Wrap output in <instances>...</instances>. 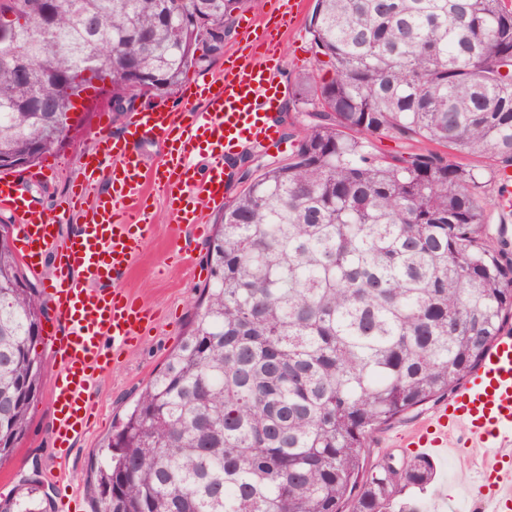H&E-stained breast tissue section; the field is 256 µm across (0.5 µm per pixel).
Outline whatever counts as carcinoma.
<instances>
[{
	"label": "carcinoma",
	"mask_w": 512,
	"mask_h": 512,
	"mask_svg": "<svg viewBox=\"0 0 512 512\" xmlns=\"http://www.w3.org/2000/svg\"><path fill=\"white\" fill-rule=\"evenodd\" d=\"M249 2L0 0V156L59 150L56 106L90 89L114 112L169 96ZM49 5L55 28L34 39ZM308 33L288 161L251 157L261 174L224 205L187 336L100 448L93 512H385L433 465L363 470L374 434L512 331V251L489 235L482 173L453 160L496 166L512 205V0H315ZM31 284L1 224L0 462L47 375ZM40 492L33 479L0 512H44Z\"/></svg>",
	"instance_id": "obj_1"
}]
</instances>
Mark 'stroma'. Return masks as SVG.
I'll return each mask as SVG.
<instances>
[{
  "label": "stroma",
  "mask_w": 512,
  "mask_h": 512,
  "mask_svg": "<svg viewBox=\"0 0 512 512\" xmlns=\"http://www.w3.org/2000/svg\"><path fill=\"white\" fill-rule=\"evenodd\" d=\"M313 5L314 0H303L299 23L289 27L280 43L284 76L291 85L311 69L314 52L308 22ZM275 6V0H253L252 4L235 11L222 53L212 61L191 67L182 79L183 84H190L198 74H217L224 70L226 62L239 56L245 46L243 31L247 19L271 13ZM130 119V113L109 110L103 101L91 111L81 112L63 148L23 171L29 195L47 210L59 209L71 186L82 178L79 157L96 150L100 133L122 135ZM153 213L155 233L134 258L131 270L121 282L122 287L130 289L152 311L154 322L150 330L101 376L96 388L98 409L93 426L76 440L61 464L56 461L51 442L52 392L50 386H43L30 410L24 438L10 459L0 462V500L16 492L23 480L35 477L41 480L48 494L44 503L46 512H61L60 499L64 496L71 498L78 512H92L85 482L99 447L141 388L186 336L199 289L208 276L203 259L219 212L204 209L205 231L196 237L177 226L163 203H156ZM184 244L192 250L193 264L189 267L176 255L178 246ZM435 411V404H426L377 432L370 442L366 465H373L388 454L396 462H403L411 451L399 447V435L430 418ZM432 464L435 472L432 483L422 490L404 489L401 500L417 501L421 512H490L489 504L472 491L482 466L478 449L462 444L448 457L433 458Z\"/></svg>",
  "instance_id": "35a3bbf8"
}]
</instances>
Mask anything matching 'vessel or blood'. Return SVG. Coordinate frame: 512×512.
I'll use <instances>...</instances> for the list:
<instances>
[{
  "label": "vessel or blood",
  "mask_w": 512,
  "mask_h": 512,
  "mask_svg": "<svg viewBox=\"0 0 512 512\" xmlns=\"http://www.w3.org/2000/svg\"><path fill=\"white\" fill-rule=\"evenodd\" d=\"M245 38L254 49L226 68L223 79L199 75L184 97L183 110L156 103L136 110L126 131L100 140V150L80 159L83 180L68 198L69 209L86 208L53 260L48 298L58 326L53 355L52 445L67 452L92 422V394L108 370L103 350L126 351L153 322L152 312L116 283L128 274L134 255L154 230L149 197L159 192L177 224L201 226V209L226 200L225 159L240 147L265 148L278 129L271 112L281 95L276 34L266 19L252 20ZM157 142L164 157L144 168L135 146ZM205 157L206 171L196 159ZM107 188L93 204L85 195L98 181ZM0 209L18 220L17 253L39 267L57 234V216L28 196L23 181L0 175ZM461 429L483 449L485 478L477 492L491 512H512V333L498 336L480 367L443 404L437 419L421 422L409 446L423 454L448 453V431Z\"/></svg>",
  "instance_id": "1"
}]
</instances>
